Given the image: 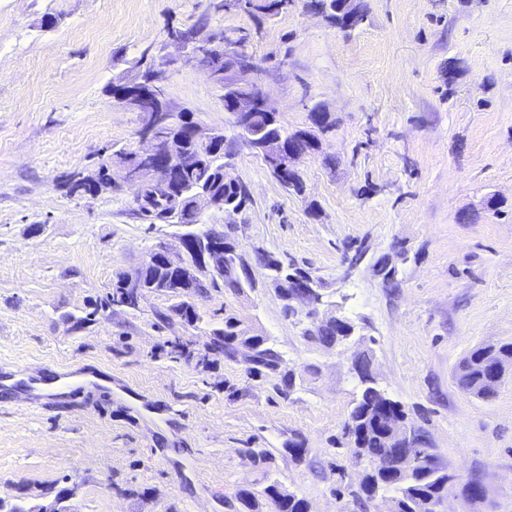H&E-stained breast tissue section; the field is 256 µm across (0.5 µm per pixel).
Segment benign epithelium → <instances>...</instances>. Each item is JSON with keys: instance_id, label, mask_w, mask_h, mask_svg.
<instances>
[{"instance_id": "obj_1", "label": "benign epithelium", "mask_w": 512, "mask_h": 512, "mask_svg": "<svg viewBox=\"0 0 512 512\" xmlns=\"http://www.w3.org/2000/svg\"><path fill=\"white\" fill-rule=\"evenodd\" d=\"M338 14L341 19L339 27L344 30H351L359 24L360 16L355 0H338ZM171 38L183 46H191L187 63L203 70L214 85L224 88V102L229 106L235 128L246 139H252L251 113L271 111L258 82L245 79V76L259 70L256 59L244 52L239 44L224 36H206L189 42L173 32ZM120 85L123 90L114 99L131 111L139 113L140 146L130 152L112 154L109 161L110 174L115 179L135 184L139 189L151 186L160 193H169L172 168L187 161L169 135L168 124L161 120L163 113L174 112L176 107L168 98L158 71L154 68L124 79L120 81ZM188 131L192 139L205 143L223 135L221 130L206 129L196 122L189 125ZM264 154L269 166L282 177L298 176L292 161L293 150L284 140L267 143ZM180 198L182 208L191 215H200L206 209L218 208V203L205 191L183 193ZM226 252L223 231L212 228L195 241L197 265L192 268L183 263L181 247L176 250L166 246L156 248L147 254V260L165 264L185 280L191 275L201 278L223 274ZM293 282V290L288 299H303L314 306L311 310L314 326L345 322L342 317L322 314L316 309V306L322 304V297L307 284V279L295 278ZM487 366L489 376L485 379L484 389L492 392L497 389L507 370L512 369V361L504 360L492 352L487 356ZM383 432L390 447L399 449V452L383 466L359 458L358 463L363 466L364 472L381 470L387 475L401 474L423 462L422 446L428 442L423 430L414 427L406 419L395 417L385 421Z\"/></svg>"}]
</instances>
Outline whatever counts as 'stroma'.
<instances>
[{"mask_svg":"<svg viewBox=\"0 0 512 512\" xmlns=\"http://www.w3.org/2000/svg\"><path fill=\"white\" fill-rule=\"evenodd\" d=\"M219 0H0V502L61 495L64 512H228L239 486L269 472L310 512H359V473L339 452L369 351L378 386L423 427L440 460L475 481L440 512H512V374L482 399L455 380L478 346L512 342V0H362L364 24L330 26L293 0L256 24ZM236 30L288 131L321 106L332 129L288 192L239 142L226 161L249 200L207 210L246 256L310 274L324 311L354 333L309 342L260 266L253 292L93 306L147 251L183 228L137 210L135 185L66 196L60 176L94 174L137 144L138 113L108 88L147 57L173 104L227 128L221 91L191 67L169 27ZM363 247L364 258L344 256ZM397 271L396 284L379 273ZM193 305L200 322L173 316ZM268 337L296 377L251 375L247 350L207 352L225 314ZM184 349L173 353L170 342ZM76 374L61 392L34 382ZM302 442V457L289 441ZM265 448L264 469L245 449Z\"/></svg>","mask_w":512,"mask_h":512,"instance_id":"35a3bbf8","label":"stroma"}]
</instances>
